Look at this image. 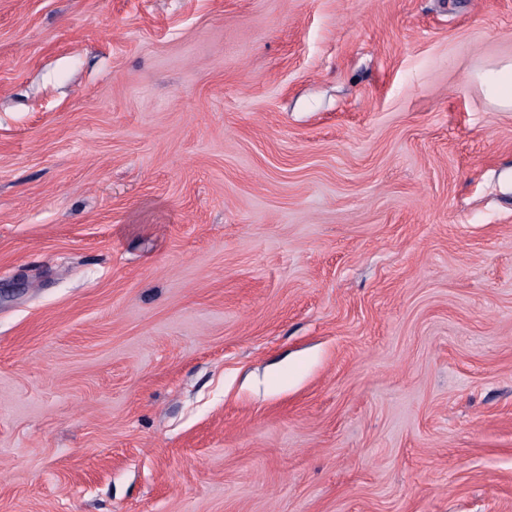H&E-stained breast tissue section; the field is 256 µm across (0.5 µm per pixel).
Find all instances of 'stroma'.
<instances>
[{
    "label": "stroma",
    "mask_w": 512,
    "mask_h": 512,
    "mask_svg": "<svg viewBox=\"0 0 512 512\" xmlns=\"http://www.w3.org/2000/svg\"><path fill=\"white\" fill-rule=\"evenodd\" d=\"M512 0H0V512H512ZM478 78L496 105L512 111V60L482 72Z\"/></svg>",
    "instance_id": "obj_1"
}]
</instances>
